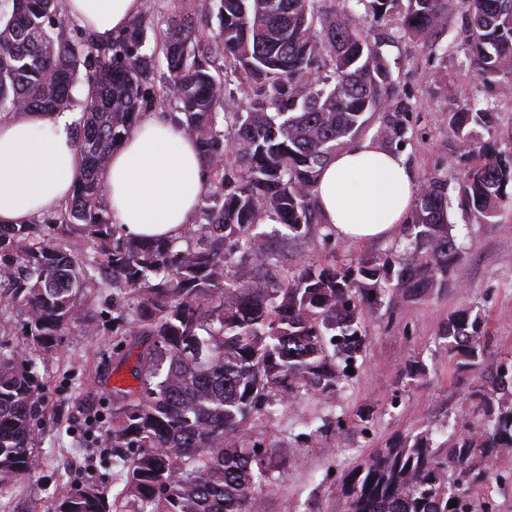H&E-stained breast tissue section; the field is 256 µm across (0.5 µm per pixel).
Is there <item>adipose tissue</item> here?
Instances as JSON below:
<instances>
[{
  "mask_svg": "<svg viewBox=\"0 0 512 512\" xmlns=\"http://www.w3.org/2000/svg\"><path fill=\"white\" fill-rule=\"evenodd\" d=\"M143 0H64L80 27L107 39L140 13ZM71 115L29 112L0 118V224H24L59 208L79 177ZM102 181L113 223L134 238H174L207 190L194 143L150 112L116 148ZM415 185L402 158L370 139L351 143L321 171L316 205L349 243L392 235L406 223Z\"/></svg>",
  "mask_w": 512,
  "mask_h": 512,
  "instance_id": "obj_1",
  "label": "adipose tissue"
}]
</instances>
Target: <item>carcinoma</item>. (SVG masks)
I'll list each match as a JSON object with an SVG mask.
<instances>
[{"instance_id":"obj_1","label":"carcinoma","mask_w":512,"mask_h":512,"mask_svg":"<svg viewBox=\"0 0 512 512\" xmlns=\"http://www.w3.org/2000/svg\"><path fill=\"white\" fill-rule=\"evenodd\" d=\"M11 2L0 10V115L77 105L82 117L72 196L29 224L0 226V305L24 309L28 339L0 350V485L39 468L36 360L69 327L92 332L83 299L103 267L136 300L117 316L123 334L150 339L139 390L113 391L105 432L106 447L129 452L125 498L135 512H258L266 451L245 443L249 420L303 390L336 392L343 374L332 359L359 352L370 300L438 293L462 256L440 174L415 191L401 253L287 263L273 242L335 237L315 204L319 172L366 115L383 114L385 147L406 142L413 106L369 31L392 21L401 37L424 41L461 14L447 49L474 67L482 99L448 112L468 160L456 191L462 209L490 224L512 209V132L489 143L477 129L492 125L512 85V0H153L107 41L70 23L61 0ZM166 102L198 148L208 189L182 235L141 240L112 223L100 174L142 115ZM267 220L282 229L258 231ZM480 327L462 309L442 336L456 365L480 369L470 397L485 421L451 434L446 448L421 433L376 450L347 477L348 512H474L466 498L488 480L480 464L512 450V360L489 361ZM450 470L465 488L448 484ZM58 512L120 510L86 483Z\"/></svg>"}]
</instances>
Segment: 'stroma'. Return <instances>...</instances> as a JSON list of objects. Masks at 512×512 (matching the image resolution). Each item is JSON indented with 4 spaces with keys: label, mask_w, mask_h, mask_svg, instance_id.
Masks as SVG:
<instances>
[{
    "label": "stroma",
    "mask_w": 512,
    "mask_h": 512,
    "mask_svg": "<svg viewBox=\"0 0 512 512\" xmlns=\"http://www.w3.org/2000/svg\"><path fill=\"white\" fill-rule=\"evenodd\" d=\"M372 35L382 40L393 77L414 105L400 151L414 181L439 173L456 184L464 167L462 147L445 114L468 103L471 71L456 56L400 38L393 23H381ZM448 216L463 244L452 286L403 306L385 298L371 302L361 322L363 348L334 395L303 392L276 406L273 415L251 419L246 443L269 451L261 512H347L344 480L376 449L422 432L441 444L455 425L479 419L468 400L479 374L456 367L441 334L451 314L472 310L482 318L490 356L512 358V211L481 224L453 199ZM392 244L389 238L330 245L304 239L279 242L278 249L287 259L346 263L385 253ZM118 295L109 287L94 294L85 317L98 333L66 330L53 357L38 365L46 408L35 428V447L45 464L0 488V512H55L66 490L88 480L112 498L122 490L128 459L98 442L112 422L114 388L139 385L133 369L146 342L111 335ZM485 466L493 512H512V453Z\"/></svg>",
    "instance_id": "1"
}]
</instances>
